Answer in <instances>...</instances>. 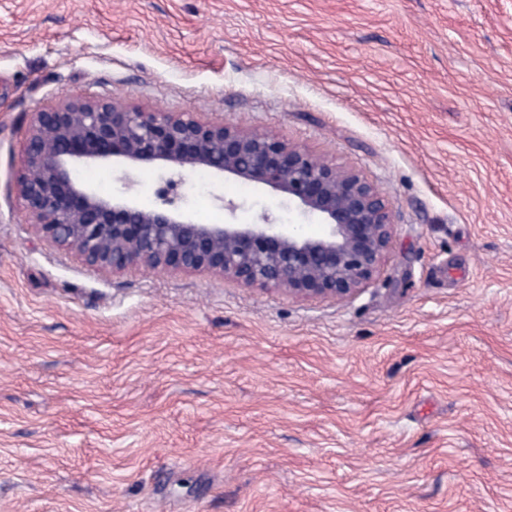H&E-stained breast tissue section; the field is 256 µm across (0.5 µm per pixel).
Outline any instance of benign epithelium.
I'll return each mask as SVG.
<instances>
[{
    "label": "benign epithelium",
    "mask_w": 512,
    "mask_h": 512,
    "mask_svg": "<svg viewBox=\"0 0 512 512\" xmlns=\"http://www.w3.org/2000/svg\"><path fill=\"white\" fill-rule=\"evenodd\" d=\"M128 165L229 174L269 188L326 231H285L268 213L260 224H200L172 201L104 197L76 178L84 168ZM17 188L36 233L89 267L207 270L306 298L344 299L363 288L386 258L394 225L372 183L284 139L79 96L34 113Z\"/></svg>",
    "instance_id": "7a95c632"
}]
</instances>
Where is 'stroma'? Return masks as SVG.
Instances as JSON below:
<instances>
[{"mask_svg": "<svg viewBox=\"0 0 512 512\" xmlns=\"http://www.w3.org/2000/svg\"><path fill=\"white\" fill-rule=\"evenodd\" d=\"M68 93L353 169L394 214L378 276L337 301L87 267L17 191ZM192 180L198 223L325 230ZM0 512H512V0H0Z\"/></svg>", "mask_w": 512, "mask_h": 512, "instance_id": "stroma-1", "label": "stroma"}]
</instances>
